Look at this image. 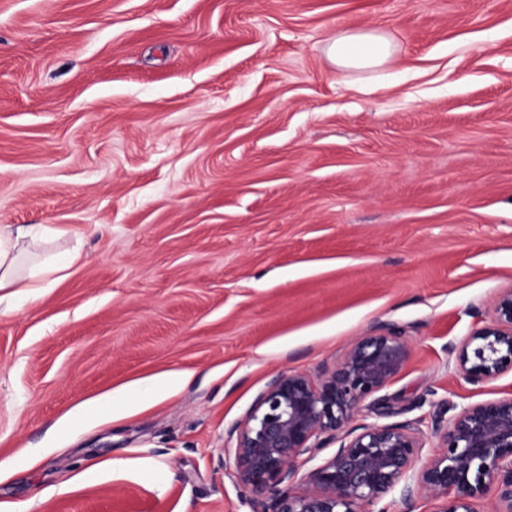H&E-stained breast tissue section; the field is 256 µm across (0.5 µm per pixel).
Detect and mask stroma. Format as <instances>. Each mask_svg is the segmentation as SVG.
Segmentation results:
<instances>
[{"label":"stroma","instance_id":"1","mask_svg":"<svg viewBox=\"0 0 512 512\" xmlns=\"http://www.w3.org/2000/svg\"><path fill=\"white\" fill-rule=\"evenodd\" d=\"M7 224L79 259L0 313V512H253L232 428L382 323L434 446L512 395L454 354L512 287V0H0ZM393 45L382 35L345 32L327 46L326 54L336 66L348 70H371L384 66Z\"/></svg>","mask_w":512,"mask_h":512}]
</instances>
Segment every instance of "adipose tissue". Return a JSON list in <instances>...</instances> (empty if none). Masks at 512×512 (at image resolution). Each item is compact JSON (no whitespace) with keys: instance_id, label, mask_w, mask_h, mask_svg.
<instances>
[{"instance_id":"1","label":"adipose tissue","mask_w":512,"mask_h":512,"mask_svg":"<svg viewBox=\"0 0 512 512\" xmlns=\"http://www.w3.org/2000/svg\"><path fill=\"white\" fill-rule=\"evenodd\" d=\"M393 53V45L384 36L372 33L346 32L336 36L327 46L326 54L336 66L348 70H371L384 66ZM52 230L48 227H0V292L18 289L28 298L41 299L67 270V263L47 258L21 269L24 252L19 247L22 239L39 243Z\"/></svg>"}]
</instances>
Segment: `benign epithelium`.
<instances>
[{"label": "benign epithelium", "instance_id": "benign-epithelium-1", "mask_svg": "<svg viewBox=\"0 0 512 512\" xmlns=\"http://www.w3.org/2000/svg\"><path fill=\"white\" fill-rule=\"evenodd\" d=\"M409 356L403 330L380 324L315 380L279 373L235 428L236 483L266 499L263 512H363L395 492L405 512L417 498L433 500L435 512H479L477 500L491 489L493 512H512V395L470 405L436 427L439 442L423 463L417 423L351 427ZM456 367L475 385L512 372V288L456 347ZM330 441L339 442L334 455L298 475L300 456Z\"/></svg>", "mask_w": 512, "mask_h": 512}]
</instances>
